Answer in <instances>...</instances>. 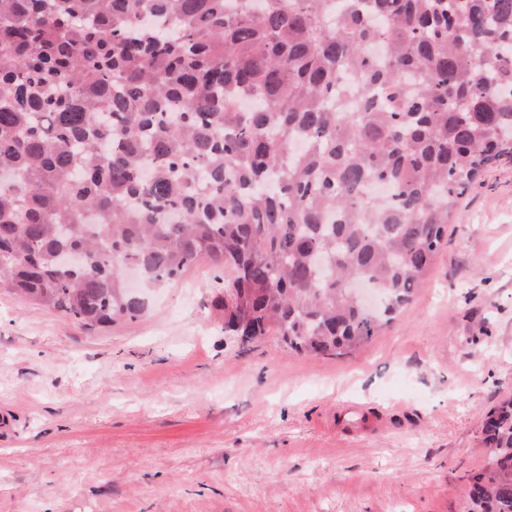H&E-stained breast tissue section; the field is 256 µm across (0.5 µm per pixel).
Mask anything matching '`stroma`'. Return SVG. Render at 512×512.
<instances>
[{"mask_svg":"<svg viewBox=\"0 0 512 512\" xmlns=\"http://www.w3.org/2000/svg\"><path fill=\"white\" fill-rule=\"evenodd\" d=\"M193 266L87 329L0 290V512H464L512 395V163L459 198L413 302L339 357L224 333Z\"/></svg>","mask_w":512,"mask_h":512,"instance_id":"stroma-1","label":"stroma"}]
</instances>
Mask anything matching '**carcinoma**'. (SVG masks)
Here are the masks:
<instances>
[{
	"label": "carcinoma",
	"mask_w": 512,
	"mask_h": 512,
	"mask_svg": "<svg viewBox=\"0 0 512 512\" xmlns=\"http://www.w3.org/2000/svg\"><path fill=\"white\" fill-rule=\"evenodd\" d=\"M504 160L512 0H0V290L89 328L209 260L225 335L350 352ZM483 434L466 512H512V396Z\"/></svg>",
	"instance_id": "carcinoma-1"
}]
</instances>
